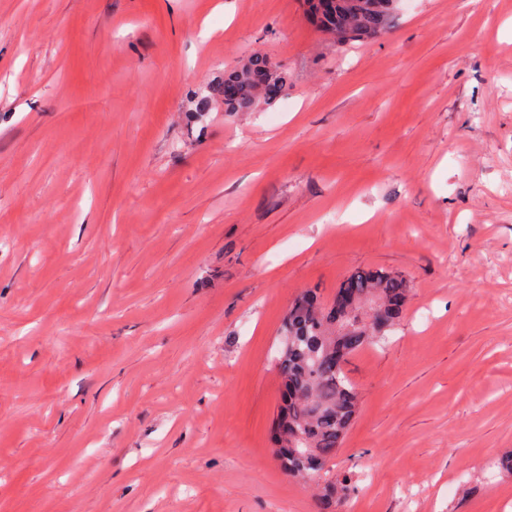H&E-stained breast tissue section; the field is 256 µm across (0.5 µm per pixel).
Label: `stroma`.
<instances>
[{"instance_id": "35a3bbf8", "label": "stroma", "mask_w": 512, "mask_h": 512, "mask_svg": "<svg viewBox=\"0 0 512 512\" xmlns=\"http://www.w3.org/2000/svg\"><path fill=\"white\" fill-rule=\"evenodd\" d=\"M288 75L225 114L250 54ZM361 269L413 293L347 372L343 512H512V0H0V512H316L276 340ZM392 0H307L315 25L338 43L362 41L382 33ZM323 4H326L323 7Z\"/></svg>"}]
</instances>
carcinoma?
<instances>
[{
  "mask_svg": "<svg viewBox=\"0 0 512 512\" xmlns=\"http://www.w3.org/2000/svg\"><path fill=\"white\" fill-rule=\"evenodd\" d=\"M392 0H307L315 25L339 43L382 33ZM233 94L226 112H253L282 95L285 77L266 56L254 54L224 75ZM409 282L388 271L358 270L336 289L330 304L301 293L288 309L278 337L274 365L282 396L271 433L276 454L289 475L323 482L319 512H336L352 492L349 479H322L329 459L355 422L360 398L344 365L348 357L380 343L400 321Z\"/></svg>",
  "mask_w": 512,
  "mask_h": 512,
  "instance_id": "carcinoma-1",
  "label": "carcinoma"
}]
</instances>
